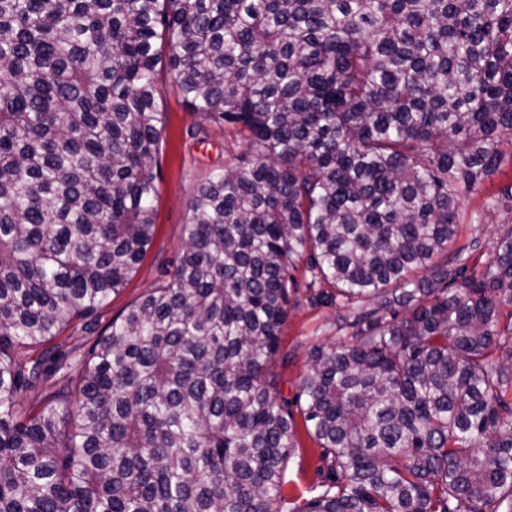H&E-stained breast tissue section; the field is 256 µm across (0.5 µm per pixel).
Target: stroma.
<instances>
[{
  "label": "stroma",
  "mask_w": 512,
  "mask_h": 512,
  "mask_svg": "<svg viewBox=\"0 0 512 512\" xmlns=\"http://www.w3.org/2000/svg\"><path fill=\"white\" fill-rule=\"evenodd\" d=\"M161 89L159 109L164 114V131L158 156L160 180L155 200L156 232L154 243L127 287L110 304L98 310L94 327L85 321L76 322L67 337L61 338L63 350L76 351L89 346L99 330L106 327L127 305L135 301L162 272L176 262L182 248V227L189 213L190 202L200 183L213 171L223 168L229 156L243 152L244 146L232 130L205 123L184 104L167 72L158 76ZM512 184V163L503 162L500 169L487 180L478 194L463 200L462 210H483L481 223L463 225L462 239L479 238L481 249L473 261L485 264L493 254L496 240L507 226L502 216L484 211L487 195ZM339 312L336 306H313L306 290H299L297 300L288 308L282 327L280 346L291 354L288 366L277 367L280 392L287 400H294L299 392L301 377L306 369L310 345L337 338ZM296 450L283 476L279 512H293L315 494L322 482L319 470V445L309 434L303 417H296Z\"/></svg>",
  "instance_id": "obj_1"
}]
</instances>
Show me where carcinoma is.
Wrapping results in <instances>:
<instances>
[{"label":"carcinoma","instance_id":"1","mask_svg":"<svg viewBox=\"0 0 512 512\" xmlns=\"http://www.w3.org/2000/svg\"><path fill=\"white\" fill-rule=\"evenodd\" d=\"M161 64L246 150L72 365L48 343L154 241ZM507 158L512 0H0V512H279L302 263L346 313L295 399L327 470L295 512H512V230L481 270L457 244ZM512 184V166L510 159H506L500 169L491 179L487 180L478 194L470 199L462 200L461 209L465 211H476L483 209L485 199L489 194L495 193L499 188Z\"/></svg>","mask_w":512,"mask_h":512}]
</instances>
